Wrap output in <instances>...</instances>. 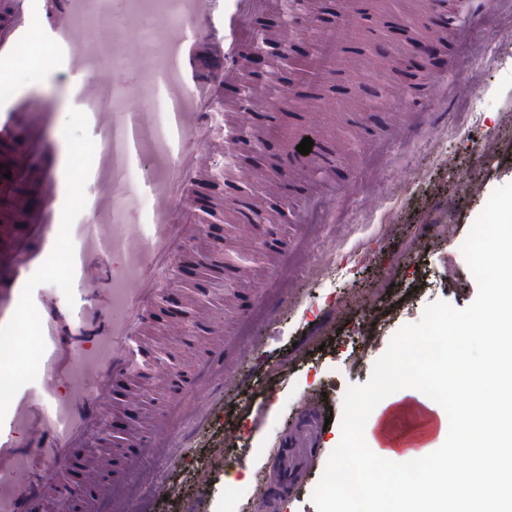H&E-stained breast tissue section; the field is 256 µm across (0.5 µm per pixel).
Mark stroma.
I'll return each instance as SVG.
<instances>
[{
  "instance_id": "obj_1",
  "label": "stroma",
  "mask_w": 512,
  "mask_h": 512,
  "mask_svg": "<svg viewBox=\"0 0 512 512\" xmlns=\"http://www.w3.org/2000/svg\"><path fill=\"white\" fill-rule=\"evenodd\" d=\"M364 36L319 89L322 118L290 109L256 119L266 158L236 153L231 185L206 187L221 207L196 211L207 232L184 259L176 305L146 326L149 351L169 340L184 387L150 390L112 416L95 445L112 449L113 486L62 498L54 512H316L312 493L341 440L344 395L365 384L404 325L444 301L462 309L476 282L461 251L495 189L512 183V0H364ZM385 47L358 79L365 45ZM439 59L416 75L400 58L411 43ZM436 78L437 91L424 89ZM19 83L42 84L58 134L81 161L88 133L72 120L68 85L28 60ZM332 149L320 177H278L298 136ZM261 212L244 225L240 211ZM241 253L235 267L203 263ZM213 327L185 341L172 324ZM224 367L202 372L216 340ZM160 427L148 473L125 470L129 429Z\"/></svg>"
}]
</instances>
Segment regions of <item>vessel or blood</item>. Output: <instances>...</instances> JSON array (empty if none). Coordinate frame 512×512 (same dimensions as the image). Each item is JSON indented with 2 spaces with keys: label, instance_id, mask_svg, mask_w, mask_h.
I'll list each match as a JSON object with an SVG mask.
<instances>
[{
  "label": "vessel or blood",
  "instance_id": "vessel-or-blood-1",
  "mask_svg": "<svg viewBox=\"0 0 512 512\" xmlns=\"http://www.w3.org/2000/svg\"><path fill=\"white\" fill-rule=\"evenodd\" d=\"M267 0H0V197L13 200L28 234L0 252V367L17 370L0 395V512H46L70 452L97 430L115 389L141 374L145 316L177 287V267L203 233L194 196L222 158L217 121L245 81L242 48L274 41L252 20ZM320 0H306L314 47L331 64L340 28H322ZM49 51L53 78L75 81L74 103L93 143L81 165L47 141L54 109L34 83L11 77L32 44ZM316 113L315 95L270 100ZM140 165L142 178L129 173ZM148 226L133 223L139 194ZM60 306L45 270L62 243ZM121 255L114 268L112 255ZM35 318L33 376L21 373L16 338Z\"/></svg>",
  "mask_w": 512,
  "mask_h": 512
}]
</instances>
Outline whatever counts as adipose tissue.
Wrapping results in <instances>:
<instances>
[{
  "instance_id": "obj_1",
  "label": "adipose tissue",
  "mask_w": 512,
  "mask_h": 512,
  "mask_svg": "<svg viewBox=\"0 0 512 512\" xmlns=\"http://www.w3.org/2000/svg\"><path fill=\"white\" fill-rule=\"evenodd\" d=\"M442 333L484 348L483 357L476 361L458 352L452 367V385L457 391L468 392L477 385L483 389L479 403L460 408L459 430L450 445L454 452L477 453L475 468L423 479L432 448L448 433V418L430 397L408 383L402 393L390 396L384 409L404 416V435L421 439L422 445L381 447L378 421L370 419L362 436L377 455L396 462L398 471L383 488L375 481H364L361 494L372 503L383 497L395 501L396 512H512V494L489 493L490 486L512 468V458L504 454L512 446V312L480 309L464 325L443 328Z\"/></svg>"
}]
</instances>
